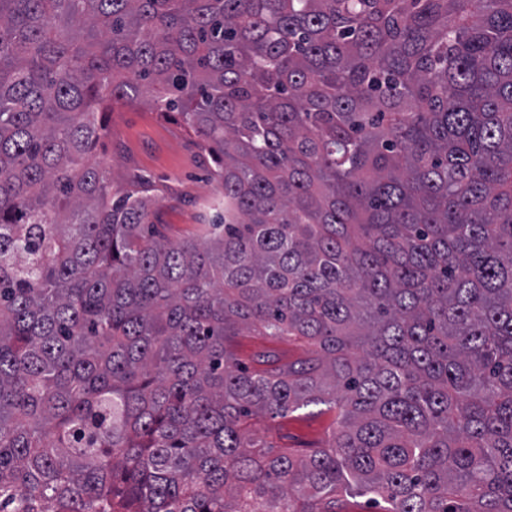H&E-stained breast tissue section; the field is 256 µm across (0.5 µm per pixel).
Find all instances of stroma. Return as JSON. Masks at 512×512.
Returning <instances> with one entry per match:
<instances>
[{"mask_svg":"<svg viewBox=\"0 0 512 512\" xmlns=\"http://www.w3.org/2000/svg\"><path fill=\"white\" fill-rule=\"evenodd\" d=\"M103 119L108 131L94 154L103 160L115 185L137 175L150 177L162 191L158 217L168 239L180 242L195 237L203 219L201 204L214 193L213 163L198 139L180 122L138 101L115 106ZM233 349L247 364L260 353L284 363L309 355L305 342L285 337L240 336ZM335 419V411L311 405L290 414L286 421L269 420L265 426L278 445L297 448L308 444L310 433L329 437Z\"/></svg>","mask_w":512,"mask_h":512,"instance_id":"1","label":"stroma"}]
</instances>
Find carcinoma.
<instances>
[{"mask_svg": "<svg viewBox=\"0 0 512 512\" xmlns=\"http://www.w3.org/2000/svg\"><path fill=\"white\" fill-rule=\"evenodd\" d=\"M137 100L215 164L196 239L91 159ZM319 403L324 446L254 434ZM353 489L512 512V0H0V512ZM233 349L237 356L248 366H252L254 357L264 353L282 363L304 359L310 355V347L303 341L288 337L238 336Z\"/></svg>", "mask_w": 512, "mask_h": 512, "instance_id": "1", "label": "carcinoma"}]
</instances>
